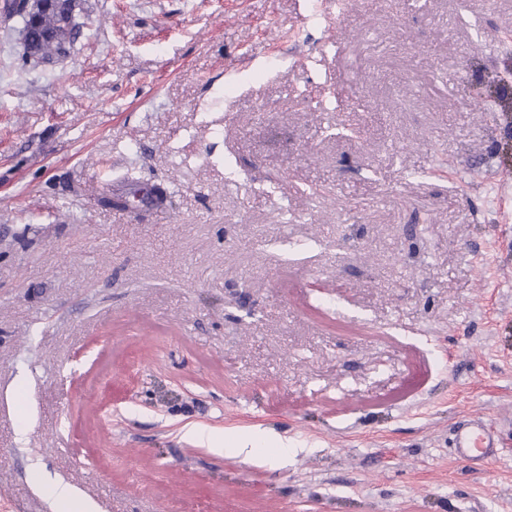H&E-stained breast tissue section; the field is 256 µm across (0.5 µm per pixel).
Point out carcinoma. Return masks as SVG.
<instances>
[{"instance_id":"obj_1","label":"carcinoma","mask_w":512,"mask_h":512,"mask_svg":"<svg viewBox=\"0 0 512 512\" xmlns=\"http://www.w3.org/2000/svg\"><path fill=\"white\" fill-rule=\"evenodd\" d=\"M72 0H32L23 7L9 5L20 18L26 54L41 62L65 59L70 54L80 23L73 14Z\"/></svg>"}]
</instances>
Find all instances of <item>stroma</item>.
<instances>
[{
	"label": "stroma",
	"instance_id": "obj_1",
	"mask_svg": "<svg viewBox=\"0 0 512 512\" xmlns=\"http://www.w3.org/2000/svg\"><path fill=\"white\" fill-rule=\"evenodd\" d=\"M78 4L0 0V512H512V0ZM71 3L72 0H34L22 8H18L19 3L9 5L20 18L28 57L50 63L62 61L70 54L81 27ZM453 448L461 462L474 468L495 457L498 446L490 425L468 420L457 423Z\"/></svg>",
	"mask_w": 512,
	"mask_h": 512
}]
</instances>
